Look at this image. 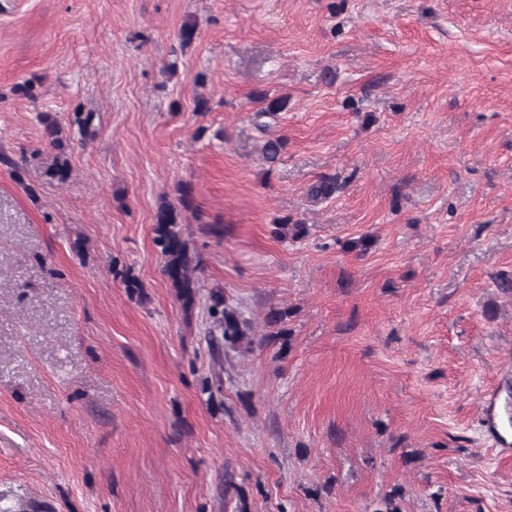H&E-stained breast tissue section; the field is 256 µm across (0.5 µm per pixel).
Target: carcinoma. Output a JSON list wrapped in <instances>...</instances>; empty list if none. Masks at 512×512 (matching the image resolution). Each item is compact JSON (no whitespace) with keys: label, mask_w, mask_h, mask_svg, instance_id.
<instances>
[{"label":"carcinoma","mask_w":512,"mask_h":512,"mask_svg":"<svg viewBox=\"0 0 512 512\" xmlns=\"http://www.w3.org/2000/svg\"><path fill=\"white\" fill-rule=\"evenodd\" d=\"M40 121L50 145L59 152H64L65 143L58 119L43 113L40 115ZM45 175L59 183L67 181L70 177L68 161L55 160L53 165L47 168ZM177 191L180 207L163 204L157 211L154 242L160 249L164 275L175 289L183 307L190 310L195 304L196 272L199 264L194 262L184 239L181 211L193 209V198L191 190L183 185L178 186ZM207 314L213 326L209 340L212 353L216 354L223 348H234L243 343L247 336L248 324L227 304L223 291L215 290L210 293Z\"/></svg>","instance_id":"carcinoma-1"}]
</instances>
